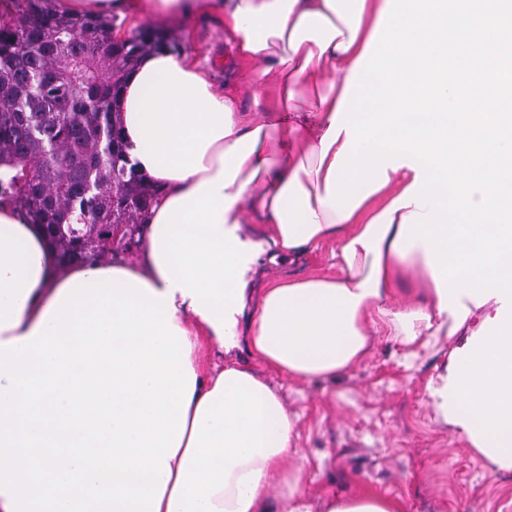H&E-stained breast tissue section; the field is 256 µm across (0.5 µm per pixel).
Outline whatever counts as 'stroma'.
<instances>
[{
	"instance_id": "stroma-1",
	"label": "stroma",
	"mask_w": 512,
	"mask_h": 512,
	"mask_svg": "<svg viewBox=\"0 0 512 512\" xmlns=\"http://www.w3.org/2000/svg\"><path fill=\"white\" fill-rule=\"evenodd\" d=\"M168 38L223 88L235 71L220 19L164 24ZM313 269L332 271L330 246L259 267L255 287ZM463 336L443 338L407 359L406 348L375 337L367 358L333 379L265 378L296 416L300 486L313 508L330 495L395 498L404 512H512V473L498 471L435 413L428 394L449 351Z\"/></svg>"
}]
</instances>
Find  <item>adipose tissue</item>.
<instances>
[{"mask_svg": "<svg viewBox=\"0 0 512 512\" xmlns=\"http://www.w3.org/2000/svg\"><path fill=\"white\" fill-rule=\"evenodd\" d=\"M388 0H58L70 15L105 16L122 10L159 21L224 19L239 69L237 82L215 91L186 55L168 50L145 57L122 92V136L139 174L161 190L132 262L75 263L60 271L41 227L9 201L0 202V343L34 331L62 287L76 277L119 270L155 293L170 284L156 263L153 232L163 209L200 184L215 181L222 156L249 148L234 183L221 229L254 247L241 281L242 312L231 341H222L190 298L174 295L171 322L184 332L196 377L181 446L159 512H312L288 460L295 454L296 419L279 393L253 367L234 362L248 349L266 369L297 381L333 379L370 353L376 334L402 345L420 337L473 335L499 317L497 298L478 303L462 295L459 309L442 304L424 242L398 249L404 218L417 211L403 193L415 181L409 166L353 213L327 201V174L348 145L332 122ZM252 97L254 111L241 108ZM258 229L247 234L244 215ZM327 245L335 274L312 272L250 283L264 256L293 258ZM422 288L399 302L407 282ZM465 321H458V312ZM437 413L468 434L499 471L512 473V429L473 435L472 414L458 409L446 375L429 386ZM278 497H271L273 485Z\"/></svg>", "mask_w": 512, "mask_h": 512, "instance_id": "obj_1", "label": "adipose tissue"}]
</instances>
